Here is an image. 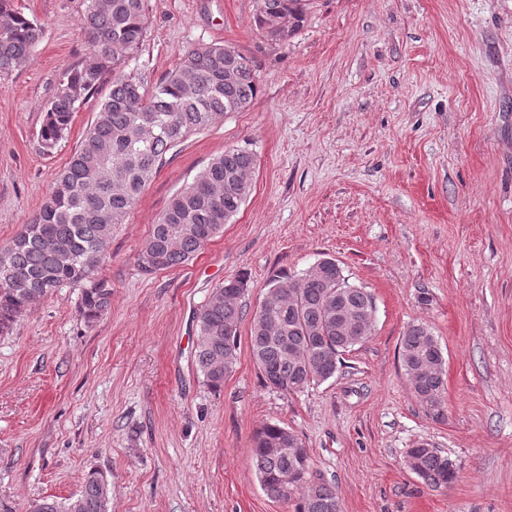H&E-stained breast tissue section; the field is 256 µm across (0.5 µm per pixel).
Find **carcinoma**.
<instances>
[{"label":"carcinoma","mask_w":512,"mask_h":512,"mask_svg":"<svg viewBox=\"0 0 512 512\" xmlns=\"http://www.w3.org/2000/svg\"><path fill=\"white\" fill-rule=\"evenodd\" d=\"M146 0H86L83 35L92 60L68 67L59 82L40 136L55 148L73 112L104 83L108 96L69 161L54 177V188L29 224L0 247V333L29 306L64 286L80 288L79 311L91 323L112 304V285L99 273L116 228L125 223L147 183L188 138L231 112L247 110L258 80L252 62L235 48L205 45L185 52L176 68L151 91L121 69L136 54L147 25ZM254 23L269 43H285L301 28V0H259ZM43 27L0 0V75L30 61ZM258 157L246 146L227 148L175 193L151 225L139 254L145 273L191 260L224 232L252 193ZM243 276L213 290L197 317L195 364L206 385L224 386L237 353ZM250 331V348L266 386L301 391L333 378L343 353L366 341L373 327V296L349 284L336 260L324 273L276 277L265 293ZM399 358L422 404L444 416V356L431 329L412 324L401 339ZM292 432L277 423L254 435L253 459L263 489L295 503L294 512H341L334 486L313 474L307 449L288 451ZM409 468L433 488H448L459 477L456 464L422 442L407 451ZM30 512H112L106 477L87 472L80 490L58 500L40 499Z\"/></svg>","instance_id":"1"}]
</instances>
